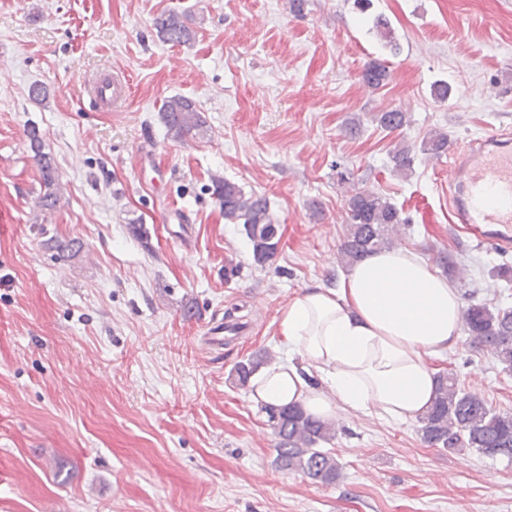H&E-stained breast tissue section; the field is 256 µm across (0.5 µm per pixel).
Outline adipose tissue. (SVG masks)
<instances>
[{"mask_svg":"<svg viewBox=\"0 0 512 512\" xmlns=\"http://www.w3.org/2000/svg\"><path fill=\"white\" fill-rule=\"evenodd\" d=\"M461 307L454 284L413 251L370 253L338 287L304 290L282 307L278 334L290 357L251 377V397L298 404L318 419L340 410L392 424L418 419L435 397L430 360L456 343Z\"/></svg>","mask_w":512,"mask_h":512,"instance_id":"adipose-tissue-1","label":"adipose tissue"}]
</instances>
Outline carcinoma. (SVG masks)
<instances>
[{"instance_id": "obj_1", "label": "carcinoma", "mask_w": 512, "mask_h": 512, "mask_svg": "<svg viewBox=\"0 0 512 512\" xmlns=\"http://www.w3.org/2000/svg\"><path fill=\"white\" fill-rule=\"evenodd\" d=\"M158 37L167 43L184 44L194 32L174 13H163L153 22ZM390 72L385 61L372 59L362 71L365 87L378 90L387 85ZM161 120L168 131L178 137L201 131L205 125L192 101L174 96L165 101ZM384 130L394 132L409 122L401 108L382 111L375 117ZM30 149L35 154L40 175L39 206L53 211L62 186L56 167L42 151L38 128L27 132ZM448 151V134L434 132L421 144L420 152L439 157ZM393 169L407 173L413 169L415 154L408 147H399L391 155ZM215 192L224 209V219L243 226L252 247L255 263L264 265L277 254L280 237L270 238L278 231V219L267 198L255 192L247 194L237 184L216 180ZM405 223L401 211L382 194L358 189L348 198L345 224L347 233L338 253V262L350 265L369 253L388 247L398 225ZM462 320L472 343L488 351L507 369H512V307L491 309L486 304L468 300L462 309ZM263 359L247 360L234 367L235 384L244 387ZM261 412L278 439L276 462L281 469L299 472L321 484H334L342 476V467L328 450L319 447L334 436V426L315 419L298 407L277 408L264 405ZM424 440L438 448L462 451L472 449L486 457L512 462V413L496 412L480 395L462 390L452 372L438 375L437 394L430 410L419 418Z\"/></svg>"}]
</instances>
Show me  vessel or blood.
<instances>
[{
	"instance_id": "obj_1",
	"label": "vessel or blood",
	"mask_w": 512,
	"mask_h": 512,
	"mask_svg": "<svg viewBox=\"0 0 512 512\" xmlns=\"http://www.w3.org/2000/svg\"><path fill=\"white\" fill-rule=\"evenodd\" d=\"M88 92L106 111L121 108L129 94L125 78L92 74ZM450 220L466 225L477 238L512 248V132L494 130L472 140L448 167Z\"/></svg>"
}]
</instances>
